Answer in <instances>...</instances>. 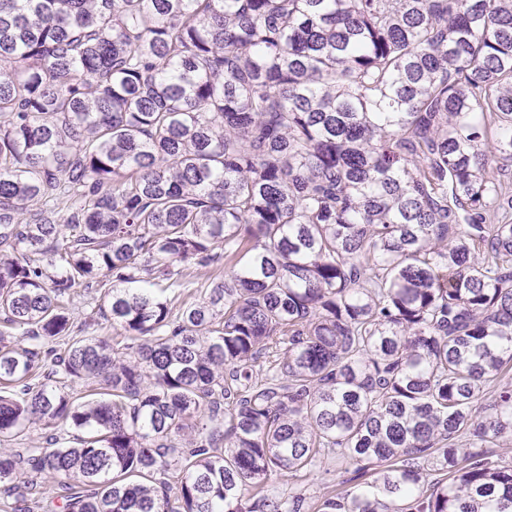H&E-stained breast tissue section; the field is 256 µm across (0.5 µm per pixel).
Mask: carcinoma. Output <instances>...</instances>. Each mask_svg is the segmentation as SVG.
I'll return each mask as SVG.
<instances>
[{
  "label": "carcinoma",
  "mask_w": 512,
  "mask_h": 512,
  "mask_svg": "<svg viewBox=\"0 0 512 512\" xmlns=\"http://www.w3.org/2000/svg\"><path fill=\"white\" fill-rule=\"evenodd\" d=\"M511 163L512 0H0V512H512ZM94 290H86L82 286L72 289L69 298V309L73 318L75 331L79 336H116V329L113 330L110 322L103 318L92 320L90 317V304L94 297ZM98 296V295H97ZM50 434H56L60 438H65V441L72 439L74 431L66 424L58 423L52 428H46L42 422L35 421L32 424H29L28 428V438L33 442H43L45 441V437ZM343 469L338 468L336 466V460L330 459L323 464L320 472L317 476L310 478L308 481H294L290 486L293 487L294 491L305 490L307 496L310 495H318L319 492H323V487L325 485H337L335 488H341L344 490L354 491L355 486L361 480L348 481L342 485H338L343 480H348L354 476L353 470L355 468L354 465H347L348 472L346 473ZM316 492V493H315Z\"/></svg>",
  "instance_id": "carcinoma-1"
}]
</instances>
